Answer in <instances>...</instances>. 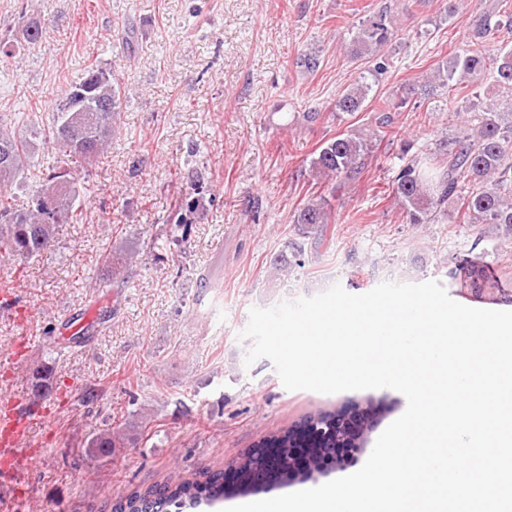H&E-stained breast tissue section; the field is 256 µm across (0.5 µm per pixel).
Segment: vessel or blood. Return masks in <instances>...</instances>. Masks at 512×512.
<instances>
[{
	"label": "vessel or blood",
	"instance_id": "vessel-or-blood-1",
	"mask_svg": "<svg viewBox=\"0 0 512 512\" xmlns=\"http://www.w3.org/2000/svg\"><path fill=\"white\" fill-rule=\"evenodd\" d=\"M51 416L48 407L37 414L27 412L21 399L0 402V498H15L23 491L27 464L34 457L24 443L33 427Z\"/></svg>",
	"mask_w": 512,
	"mask_h": 512
}]
</instances>
